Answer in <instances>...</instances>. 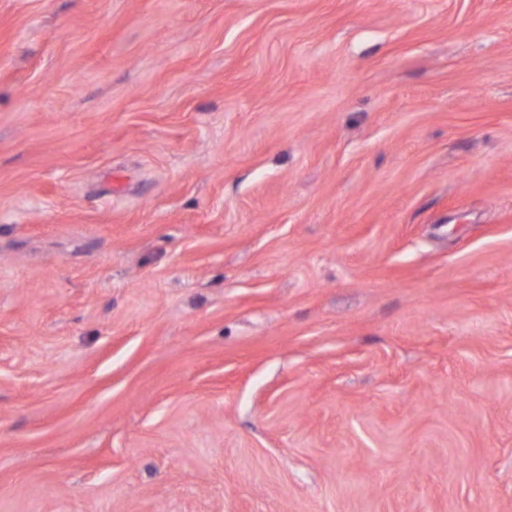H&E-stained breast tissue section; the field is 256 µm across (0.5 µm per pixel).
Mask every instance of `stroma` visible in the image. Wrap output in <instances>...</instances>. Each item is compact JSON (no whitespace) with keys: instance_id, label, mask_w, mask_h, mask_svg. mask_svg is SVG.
<instances>
[{"instance_id":"obj_1","label":"stroma","mask_w":512,"mask_h":512,"mask_svg":"<svg viewBox=\"0 0 512 512\" xmlns=\"http://www.w3.org/2000/svg\"><path fill=\"white\" fill-rule=\"evenodd\" d=\"M0 512H512V0H0Z\"/></svg>"}]
</instances>
